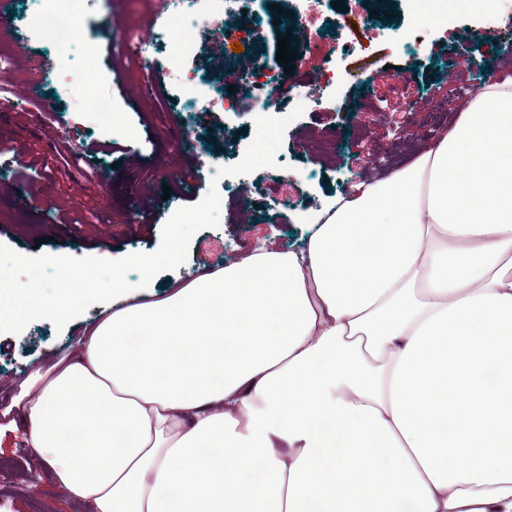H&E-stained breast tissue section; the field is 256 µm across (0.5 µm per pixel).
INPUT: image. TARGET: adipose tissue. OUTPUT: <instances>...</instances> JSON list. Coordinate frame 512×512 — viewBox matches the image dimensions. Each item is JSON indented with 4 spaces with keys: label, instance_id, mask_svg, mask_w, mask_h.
<instances>
[{
    "label": "adipose tissue",
    "instance_id": "1",
    "mask_svg": "<svg viewBox=\"0 0 512 512\" xmlns=\"http://www.w3.org/2000/svg\"><path fill=\"white\" fill-rule=\"evenodd\" d=\"M298 251L113 311L20 411L94 512H512V79Z\"/></svg>",
    "mask_w": 512,
    "mask_h": 512
}]
</instances>
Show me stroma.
<instances>
[{
  "label": "stroma",
  "instance_id": "1",
  "mask_svg": "<svg viewBox=\"0 0 512 512\" xmlns=\"http://www.w3.org/2000/svg\"><path fill=\"white\" fill-rule=\"evenodd\" d=\"M388 2L387 15L375 18L368 0L305 11L294 73L306 79L333 63L335 98L306 105L287 126L275 165L245 174L247 191L225 192L220 224L196 232L185 263L157 275L137 291V300L161 297L261 245L282 252L305 248L310 227L301 215L318 212L355 179L381 180L411 164L465 112V84L479 83L491 66L512 73L507 8L452 11L441 23L420 24L409 0ZM26 8V0H10L0 21V51L11 55V69L0 81L17 92L11 106L0 109V137L22 145L30 163L18 176L10 169L11 153L0 154L8 167L0 175V245L26 257L119 259L155 251L166 220L209 192L211 167L242 159L254 139L251 99L233 92L230 111L205 116L178 109L186 92L165 71L144 66L137 52L160 0H102L81 18L84 41L35 40L20 55L10 34ZM276 16L266 11V40L259 45L252 24L237 25L242 50L225 65L246 71L260 56L266 75H283L276 60L283 29ZM463 42L474 53L461 60L455 48ZM88 56L104 69L120 134L93 128L74 134L40 123L42 113L70 109L54 95L41 60L56 57L72 65ZM404 70L411 75L406 85L396 81ZM425 99L433 100V108H420ZM56 142L83 154L81 168L63 164L52 148ZM284 173L295 179L287 188L280 180ZM212 239L223 242L222 253L206 248ZM127 303L120 296L92 305L60 330L37 319L21 332L0 333V512H91L69 501L48 465L34 456L26 431L17 426L19 402L32 371L73 354L89 326Z\"/></svg>",
  "mask_w": 512,
  "mask_h": 512
}]
</instances>
